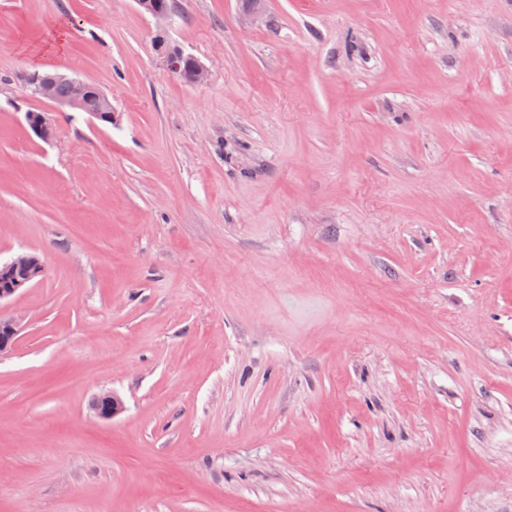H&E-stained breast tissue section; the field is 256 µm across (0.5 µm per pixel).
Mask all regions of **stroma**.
Wrapping results in <instances>:
<instances>
[{"label":"stroma","mask_w":512,"mask_h":512,"mask_svg":"<svg viewBox=\"0 0 512 512\" xmlns=\"http://www.w3.org/2000/svg\"><path fill=\"white\" fill-rule=\"evenodd\" d=\"M259 9L0 0V512H512V0ZM160 27L155 41L157 49L161 51L166 69L192 85L201 86L207 83L209 71L205 64L195 56L185 53L183 49L168 45L165 38V28ZM184 63H188L185 68L183 67ZM61 80L67 81L71 87V95L67 100L65 99L68 96L69 89L64 83L58 85L56 90L58 98L55 96L56 83ZM26 81L36 98L78 111L82 110L83 103L89 96L97 94L104 101L108 113L104 117L99 113H90L91 116L99 121L107 120L113 124L115 118L110 101L102 90L90 81L69 77L52 69L34 70L27 75ZM45 261L37 253H24L0 262V302L13 298L20 289L41 279Z\"/></svg>","instance_id":"stroma-1"}]
</instances>
